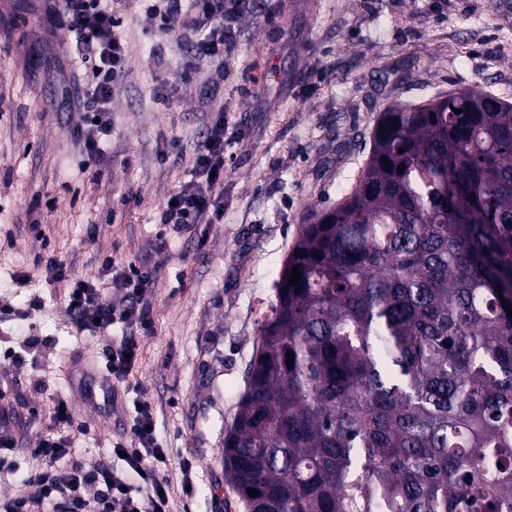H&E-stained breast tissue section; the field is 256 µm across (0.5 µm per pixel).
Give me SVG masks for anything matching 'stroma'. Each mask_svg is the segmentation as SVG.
Here are the masks:
<instances>
[{
    "instance_id": "stroma-1",
    "label": "stroma",
    "mask_w": 512,
    "mask_h": 512,
    "mask_svg": "<svg viewBox=\"0 0 512 512\" xmlns=\"http://www.w3.org/2000/svg\"><path fill=\"white\" fill-rule=\"evenodd\" d=\"M129 46L112 95L109 162L84 166L74 41L45 0H0V424H47L72 404L64 464L120 466L112 443L133 408L105 402L102 363L129 334L79 330L45 251L122 308L102 256L155 273L153 327L140 337L130 390L155 411L167 448L170 512H246L224 481V431L246 386L274 281L311 210L337 204L370 154L378 116L459 90L512 102V0H247L223 60L182 81L191 32L160 33L138 0H115ZM239 132L224 149V221L182 231L160 210L195 172L213 113ZM41 224L44 241L27 231ZM193 494L183 491L181 463Z\"/></svg>"
}]
</instances>
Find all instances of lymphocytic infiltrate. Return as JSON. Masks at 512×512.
<instances>
[{
    "label": "lymphocytic infiltrate",
    "instance_id": "lymphocytic-infiltrate-1",
    "mask_svg": "<svg viewBox=\"0 0 512 512\" xmlns=\"http://www.w3.org/2000/svg\"><path fill=\"white\" fill-rule=\"evenodd\" d=\"M61 25L74 40L80 60L82 84L74 101L82 110L86 130L80 133L89 164L105 158L103 137L112 128V91L124 79L128 45L109 0H50ZM144 12L162 32L191 29L196 38L191 45L188 71L223 59L244 0H143ZM224 115L212 116L207 133L196 153V174L183 182L164 204L160 221L188 226L216 224L224 219V206L214 195V187L224 180ZM51 281L66 282L67 308L76 325L98 333L121 319L141 330L151 325L145 302L154 275L152 270L128 266L123 310H116L101 288L90 280L72 275L70 268L54 254L43 255ZM135 416L122 439L113 442L114 451L124 452L123 468L102 466L92 470L60 466L70 448L67 429L72 413L67 400H59L50 423L31 440L41 468L25 478L29 493L1 498L0 512H169V484L165 476L170 459L156 437V421L147 398L134 404Z\"/></svg>",
    "mask_w": 512,
    "mask_h": 512
}]
</instances>
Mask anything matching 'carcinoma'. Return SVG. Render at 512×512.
Masks as SVG:
<instances>
[{
    "label": "carcinoma",
    "instance_id": "carcinoma-1",
    "mask_svg": "<svg viewBox=\"0 0 512 512\" xmlns=\"http://www.w3.org/2000/svg\"><path fill=\"white\" fill-rule=\"evenodd\" d=\"M275 289L224 434L248 512H512L511 103L391 105Z\"/></svg>",
    "mask_w": 512,
    "mask_h": 512
}]
</instances>
